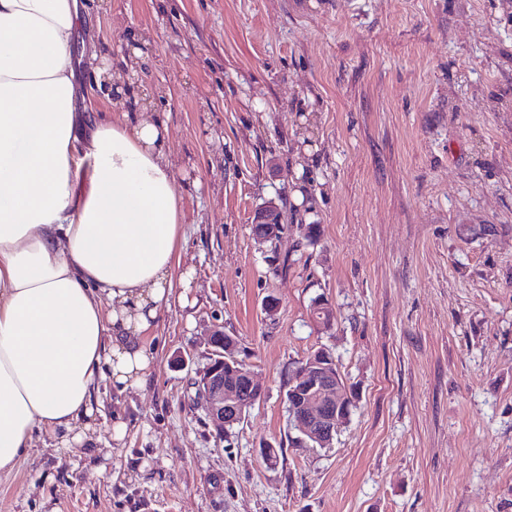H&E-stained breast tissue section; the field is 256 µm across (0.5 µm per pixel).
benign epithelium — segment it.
I'll list each match as a JSON object with an SVG mask.
<instances>
[{"label": "benign epithelium", "mask_w": 512, "mask_h": 512, "mask_svg": "<svg viewBox=\"0 0 512 512\" xmlns=\"http://www.w3.org/2000/svg\"><path fill=\"white\" fill-rule=\"evenodd\" d=\"M275 202L270 201L255 212L253 226L258 244L277 240L281 220ZM211 354L218 355L221 365L208 367L200 374L201 389L210 425L226 429L239 424L245 413L262 396L263 387L253 374L242 367L236 356L237 341L224 336L215 327L209 337ZM230 379L224 380V374ZM293 410L301 433L323 446L332 444L334 437L350 418L351 407L358 399V389L347 383L331 359L310 358L300 365L292 381Z\"/></svg>", "instance_id": "benign-epithelium-1"}]
</instances>
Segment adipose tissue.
<instances>
[{"label": "adipose tissue", "instance_id": "ef3b65f1", "mask_svg": "<svg viewBox=\"0 0 512 512\" xmlns=\"http://www.w3.org/2000/svg\"><path fill=\"white\" fill-rule=\"evenodd\" d=\"M82 25L79 0H0V471L37 435L82 440L100 380L141 386L144 336L195 286L168 127L89 111Z\"/></svg>", "mask_w": 512, "mask_h": 512}]
</instances>
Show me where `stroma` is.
<instances>
[{
	"label": "stroma",
	"mask_w": 512,
	"mask_h": 512,
	"mask_svg": "<svg viewBox=\"0 0 512 512\" xmlns=\"http://www.w3.org/2000/svg\"><path fill=\"white\" fill-rule=\"evenodd\" d=\"M80 2V42L146 58L195 286L145 337V385L101 393L82 442L42 435L0 512H512V0ZM80 42L94 107L129 108ZM270 200L283 271L252 233ZM216 325L264 388L221 436L192 388ZM322 346L359 401L331 447L298 448L288 381Z\"/></svg>",
	"instance_id": "35a3bbf8"
}]
</instances>
